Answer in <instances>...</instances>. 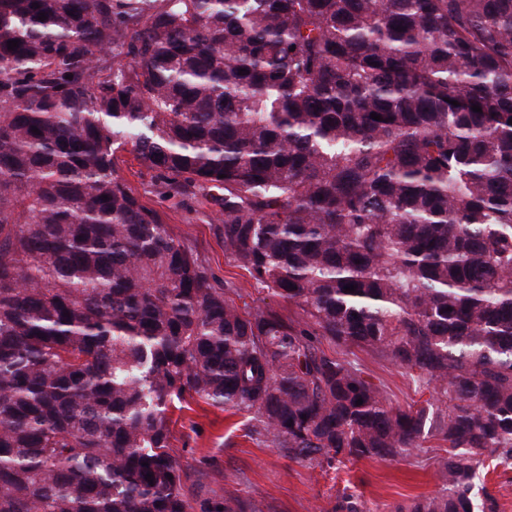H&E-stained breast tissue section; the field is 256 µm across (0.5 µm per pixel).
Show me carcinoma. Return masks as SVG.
Segmentation results:
<instances>
[{"instance_id": "1", "label": "carcinoma", "mask_w": 512, "mask_h": 512, "mask_svg": "<svg viewBox=\"0 0 512 512\" xmlns=\"http://www.w3.org/2000/svg\"><path fill=\"white\" fill-rule=\"evenodd\" d=\"M511 119L512 0H0V512H190L187 396L301 461L435 438L441 492L391 512H498L474 478L512 459ZM127 149L209 190L224 255L299 312L238 304ZM320 348L330 356H346L355 360L360 367L369 373L376 382H381L395 405L407 406L426 405L427 400L433 402L429 391L418 389L410 376L400 367L394 366L379 356L356 347L338 348L326 340H322ZM346 354V355H345Z\"/></svg>"}]
</instances>
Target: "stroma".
<instances>
[{
	"instance_id": "1",
	"label": "stroma",
	"mask_w": 512,
	"mask_h": 512,
	"mask_svg": "<svg viewBox=\"0 0 512 512\" xmlns=\"http://www.w3.org/2000/svg\"><path fill=\"white\" fill-rule=\"evenodd\" d=\"M118 173L147 206L163 213L174 235L198 254L218 283H235L246 302L286 316L295 313L294 305L256 287L225 257L219 217L204 205L202 192L176 198L158 194L151 171L126 151L120 156ZM343 352L384 385L393 404L422 406L430 400V392L416 388L404 369L356 347ZM169 417L172 454L189 477L193 512H218L227 499L240 500L259 512H334L337 500L349 494L363 512H390L394 505L440 490L435 469L445 449L433 438L412 455L393 461L327 464L289 458L284 449L256 433L257 423L250 416L198 398L177 404ZM474 491L491 493L500 512H512V462L485 463L476 473Z\"/></svg>"
}]
</instances>
